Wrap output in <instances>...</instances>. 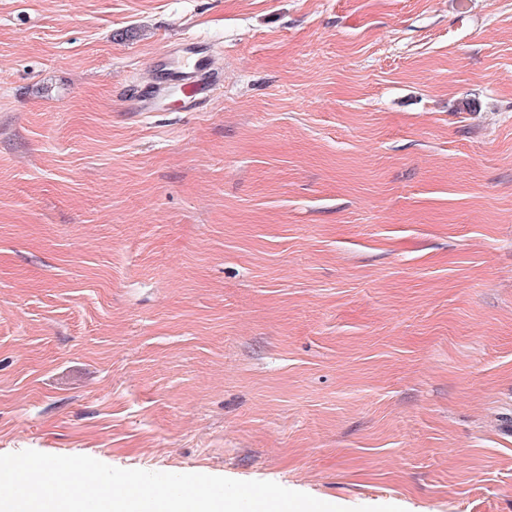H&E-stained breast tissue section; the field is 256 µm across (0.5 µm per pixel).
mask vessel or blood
Segmentation results:
<instances>
[{
    "mask_svg": "<svg viewBox=\"0 0 512 512\" xmlns=\"http://www.w3.org/2000/svg\"><path fill=\"white\" fill-rule=\"evenodd\" d=\"M218 78L205 46L197 42L187 43L166 54L162 65L151 69L157 92L166 96L180 111L199 108Z\"/></svg>",
    "mask_w": 512,
    "mask_h": 512,
    "instance_id": "vessel-or-blood-1",
    "label": "vessel or blood"
}]
</instances>
